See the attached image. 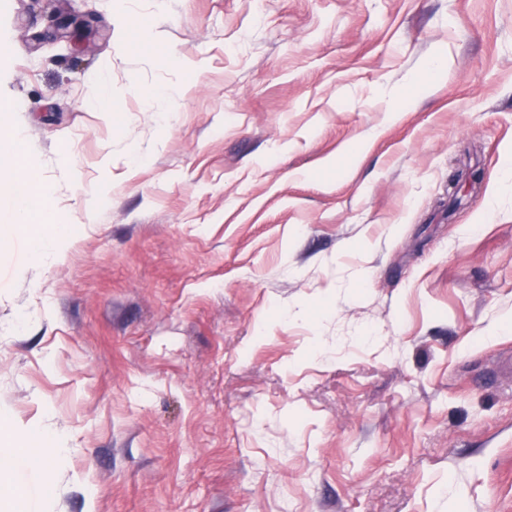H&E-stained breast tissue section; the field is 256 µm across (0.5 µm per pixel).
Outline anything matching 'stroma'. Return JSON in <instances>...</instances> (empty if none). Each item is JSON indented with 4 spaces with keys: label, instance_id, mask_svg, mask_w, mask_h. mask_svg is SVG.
I'll return each instance as SVG.
<instances>
[{
    "label": "stroma",
    "instance_id": "stroma-1",
    "mask_svg": "<svg viewBox=\"0 0 512 512\" xmlns=\"http://www.w3.org/2000/svg\"><path fill=\"white\" fill-rule=\"evenodd\" d=\"M1 105L68 232L0 194L30 512H512V0H0Z\"/></svg>",
    "mask_w": 512,
    "mask_h": 512
}]
</instances>
